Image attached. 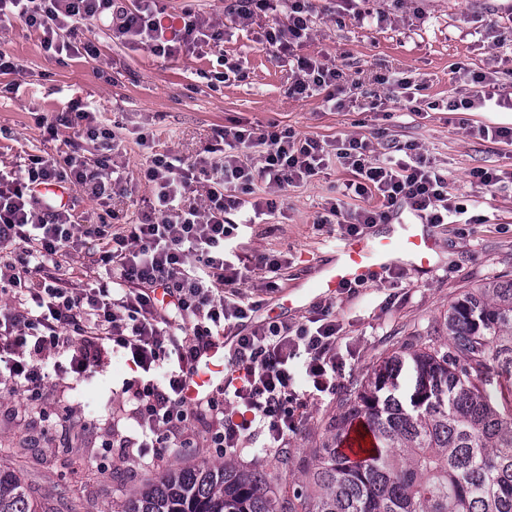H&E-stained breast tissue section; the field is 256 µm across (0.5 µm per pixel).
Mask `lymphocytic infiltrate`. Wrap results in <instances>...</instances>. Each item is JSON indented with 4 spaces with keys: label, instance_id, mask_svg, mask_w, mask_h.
Instances as JSON below:
<instances>
[{
    "label": "lymphocytic infiltrate",
    "instance_id": "f902f5d3",
    "mask_svg": "<svg viewBox=\"0 0 512 512\" xmlns=\"http://www.w3.org/2000/svg\"><path fill=\"white\" fill-rule=\"evenodd\" d=\"M286 12L264 32L263 43L287 56L291 71L288 95L314 96L343 107L357 79L330 59L302 55L310 39L315 0H232L235 25H253L260 14ZM16 19L41 32L44 50L96 56L89 41L76 40L79 25L99 22L113 40L137 45L157 57H171L224 40V18L199 14L185 5L182 26L165 38L153 0H0V21ZM466 96L448 101V111L489 107L512 111V90L494 72L470 75ZM63 124L98 142L94 160L71 152L61 157L29 156L24 170H0V386L19 396L24 407H39L49 374L46 354L69 356L58 379L77 380L98 371L108 353L126 358L138 371L124 380L122 392L130 415L152 447H193L204 439L210 448H241L262 442L285 447L307 405L293 386L291 364L304 358L314 386L336 387L342 365L336 353L340 325L328 310L313 324L249 321L259 301L242 288L252 272L267 273V291L278 288L282 260L260 254L244 260L232 242L236 229L256 216L274 211L281 193L338 163L351 171L345 185L352 194L378 196L380 204L340 221L331 204L322 224L339 223L346 234L361 226L387 223L392 210L411 205L429 224H449L468 207L448 192V176L432 165L417 145L377 158L372 141L348 137L330 143L299 135L294 129L266 130L239 123L214 130L212 141L193 160L152 154L143 177L153 190L138 224L129 232L95 225L101 243V272L90 284L59 273L60 259L80 251L84 232L73 222L74 206L63 192L80 189L98 202L122 194L126 158L115 133L78 100L68 107ZM257 161H249V153ZM264 194L253 197L254 183ZM230 334L233 346L224 384L197 402H187L184 385L197 373L201 349Z\"/></svg>",
    "mask_w": 512,
    "mask_h": 512
}]
</instances>
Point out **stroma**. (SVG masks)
I'll return each instance as SVG.
<instances>
[{
    "label": "stroma",
    "instance_id": "obj_1",
    "mask_svg": "<svg viewBox=\"0 0 512 512\" xmlns=\"http://www.w3.org/2000/svg\"><path fill=\"white\" fill-rule=\"evenodd\" d=\"M342 4L343 0H329L326 12L315 18L302 54L335 59L347 73L356 74L364 92L383 98L389 88L375 83V76L410 78L421 85L423 99L436 102V109L394 112L384 104L375 112H348L330 109L319 99L290 98L287 61L261 44L268 24L263 16L242 30L227 25L228 35L220 46L170 58L114 42L94 22L86 23L83 33L98 47L97 57H58L44 51L38 31L16 20L0 22V51L22 66L19 73L0 74V127L9 132L0 137V167L15 170L28 156H56L74 148L95 159V142L55 123L72 99H81L105 126L115 127L126 154L127 193L110 203L117 214L112 222L116 232L136 223L144 200L152 196L140 174L150 152L193 157L210 143L215 127L234 119L253 126L274 120L303 136L333 141L355 136L378 147L412 142L447 169L449 192L466 201L476 221L436 225L441 264L428 275L407 268L394 283L371 277L357 293L342 291L312 298L298 308L283 307L289 290L298 289L329 261L330 249L344 238L341 231L317 225L318 215L334 201L346 215L380 204L375 196L339 197L337 186L351 180L352 174L337 165L288 187L276 211L242 231L241 254H281L289 260L279 276L278 291L265 292L260 271L244 286L246 296L263 302L253 322L278 318L304 324L326 308L342 327L337 351L343 374L335 391L314 392L296 433L288 439L294 465L274 476L279 489L289 492L302 487L312 450L323 438L339 396L357 392L382 353L404 337L438 327L449 301L468 287L512 275V142L477 134L482 126L512 124V114L442 108L464 87L459 69H497L503 82L512 83V18L504 13L502 0H375V8L390 19L371 27L361 25L353 10ZM489 38L497 42L492 53L484 46ZM221 55L238 64L245 77L215 91L198 73L211 70ZM51 124L56 127L52 135L47 132ZM141 134L147 136V146L137 144ZM478 169L500 170L506 177L485 187L472 176ZM132 376L122 356L114 354L86 382L49 383L44 407L67 408L69 419L63 429L48 435L42 432L37 412L24 411L18 398L0 393V460L21 467L38 496L54 505L67 498L78 503L80 512H107L176 464H220L228 459L246 466L260 459L274 465L273 448H240L227 457L202 446L108 447L112 435L131 437L137 430L121 392L123 381ZM91 417L100 419L99 428L87 427Z\"/></svg>",
    "mask_w": 512,
    "mask_h": 512
}]
</instances>
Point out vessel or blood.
I'll return each mask as SVG.
<instances>
[{
	"instance_id": "vessel-or-blood-1",
	"label": "vessel or blood",
	"mask_w": 512,
	"mask_h": 512,
	"mask_svg": "<svg viewBox=\"0 0 512 512\" xmlns=\"http://www.w3.org/2000/svg\"><path fill=\"white\" fill-rule=\"evenodd\" d=\"M437 255L432 225L418 222L414 211L401 210L377 232L343 240L334 249L332 262L319 270L305 291L291 294L287 303L302 304L310 294L333 296L345 286L363 282L371 273L386 272L397 263L430 273L438 266ZM230 346V341L223 339L203 352L201 371L184 391L187 401H196L221 381Z\"/></svg>"
}]
</instances>
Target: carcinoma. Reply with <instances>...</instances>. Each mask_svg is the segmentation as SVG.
Listing matches in <instances>:
<instances>
[{
    "instance_id": "cac0c4a2",
    "label": "carcinoma",
    "mask_w": 512,
    "mask_h": 512,
    "mask_svg": "<svg viewBox=\"0 0 512 512\" xmlns=\"http://www.w3.org/2000/svg\"><path fill=\"white\" fill-rule=\"evenodd\" d=\"M494 370L512 375L511 277L468 289L441 327L401 343L339 398L306 493L276 491L260 461H226L171 467L107 512H512V398L501 407L482 387ZM356 423L371 438L360 463L340 452ZM0 512L53 510L1 463Z\"/></svg>"
}]
</instances>
